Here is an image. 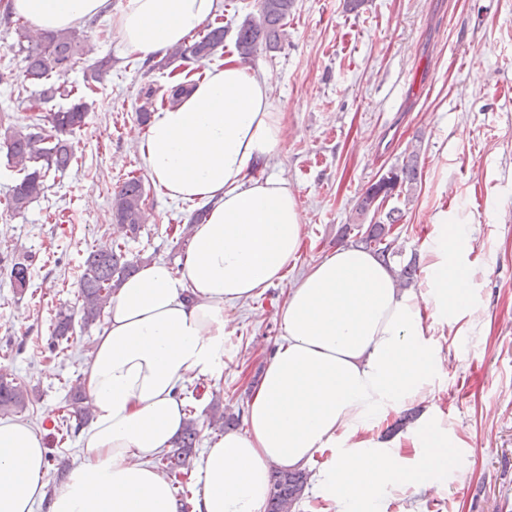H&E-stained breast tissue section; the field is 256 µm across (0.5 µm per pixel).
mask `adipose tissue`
<instances>
[{
  "label": "adipose tissue",
  "mask_w": 512,
  "mask_h": 512,
  "mask_svg": "<svg viewBox=\"0 0 512 512\" xmlns=\"http://www.w3.org/2000/svg\"><path fill=\"white\" fill-rule=\"evenodd\" d=\"M39 32L108 16L126 47L159 58L204 27L217 0H10ZM273 75L231 57L194 77L187 95L159 108L141 148L166 194L208 201L193 225L181 270L142 266L113 295L81 384L92 419L80 459L47 492L46 448L29 424L0 419V512H175L174 489L155 468L187 414L181 392L224 372L225 313L280 281L302 245L303 216L287 181L259 173L282 141ZM424 288H398L389 268L350 246L314 264L281 310L284 340L250 398L245 430H229L197 471L194 512H265L273 468L308 465L332 450L319 473L344 512H375L387 486L447 473L440 435L420 431L413 471L359 436L394 406L423 399L440 359L426 337V307L447 314L475 271L457 265L451 244L462 225L434 216ZM346 448H337L338 439Z\"/></svg>",
  "instance_id": "adipose-tissue-1"
}]
</instances>
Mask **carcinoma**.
I'll return each mask as SVG.
<instances>
[{"label":"carcinoma","instance_id":"cac0c4a2","mask_svg":"<svg viewBox=\"0 0 512 512\" xmlns=\"http://www.w3.org/2000/svg\"><path fill=\"white\" fill-rule=\"evenodd\" d=\"M258 4V16L246 20L236 33L235 47L244 62L250 61L262 45L269 50L280 48L286 36L293 0H258ZM15 34L13 48L16 55L21 57L18 76L23 83L33 87L29 105L33 114L28 116V122L6 129L0 138V152L5 153L8 162L19 168L21 178L13 186L6 207L15 214H21L45 193L49 176L66 173L76 161L68 136L85 123L88 109L85 97L80 96L69 107L51 113L46 121L36 111L58 96H72L70 91L61 92V88L52 82V75L73 68L82 56L90 52V48L87 36L75 29L47 32L35 38L29 26L18 23ZM224 35V26L216 19L206 26L202 35L178 47L172 57L185 62L207 60L224 48ZM111 67L109 58H102L87 66L84 71L85 87L93 89ZM418 157L419 151L415 148L402 164L390 167L369 183L354 207L358 231L351 245L373 254L387 266L401 256L396 239L391 234L394 226L402 220L403 211L397 206L386 210L384 205L394 198L410 201L420 176ZM147 196L144 182L135 176L126 178L114 193L112 220L123 226L131 238L141 233ZM138 266L139 261L130 258V252L120 243L114 242L87 252L78 284L83 325L88 327L99 320L112 295ZM418 270L419 262L414 256L397 271L400 285H411ZM10 280L16 292L23 293L30 283L29 265L14 263ZM73 334V314L67 308L59 310L52 330L53 345L70 340ZM29 403V392L24 383L0 376L1 413H21ZM68 406L75 426L69 425L67 429L77 431L90 420L82 394L74 393ZM200 432L199 420L193 413H188L184 430L173 449L156 461L157 467L167 477L174 478L176 484L181 483L179 476H188L190 456ZM307 478L308 474L302 470L273 471L271 482L276 491L269 497L266 512H293L304 492Z\"/></svg>","mask_w":512,"mask_h":512}]
</instances>
